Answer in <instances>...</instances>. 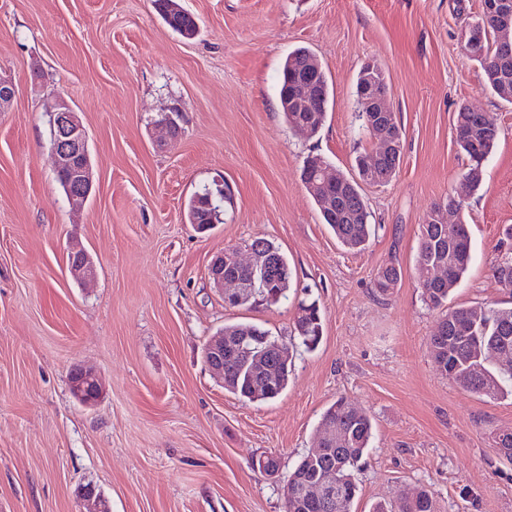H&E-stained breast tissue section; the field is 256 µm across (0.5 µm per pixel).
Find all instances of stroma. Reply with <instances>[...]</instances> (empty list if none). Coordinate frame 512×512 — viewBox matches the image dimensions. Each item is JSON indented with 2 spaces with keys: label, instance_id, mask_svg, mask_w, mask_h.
Masks as SVG:
<instances>
[{
  "label": "stroma",
  "instance_id": "1",
  "mask_svg": "<svg viewBox=\"0 0 512 512\" xmlns=\"http://www.w3.org/2000/svg\"><path fill=\"white\" fill-rule=\"evenodd\" d=\"M195 38L151 0H0V512H80L94 485L110 512H284L281 477L316 446L325 409L345 399L374 432L354 512L428 490L434 512H512V461L493 446L512 430V399L469 392L439 371L429 338L443 311L422 299L419 226L467 167L454 142L462 105L500 130L483 188L465 203L472 262L449 308L507 301L493 277L512 225V104L485 88L458 36L481 0H179ZM320 59L334 103L315 136L291 130L277 96L296 48ZM377 64L403 129V163L362 188L376 226L344 249L301 179L308 155L343 172L373 147L359 130L356 77ZM88 133L93 193L70 211L54 176L48 111L58 99ZM178 107L182 134L159 145ZM224 187L220 224L197 233L188 199ZM263 238L292 270L287 300L228 307L208 278L224 248ZM93 258L79 284L70 247ZM401 278L389 294L374 280ZM317 301L318 348L298 352L287 389L249 403L203 361L224 324L289 339L300 301ZM94 369L81 404L70 372ZM153 2L170 29L184 38L189 39L195 36L197 33L196 23L180 6L173 8L170 3L172 0H153ZM70 388L75 397L83 404L94 403L101 393L98 374L89 368H75L70 376Z\"/></svg>",
  "mask_w": 512,
  "mask_h": 512
}]
</instances>
